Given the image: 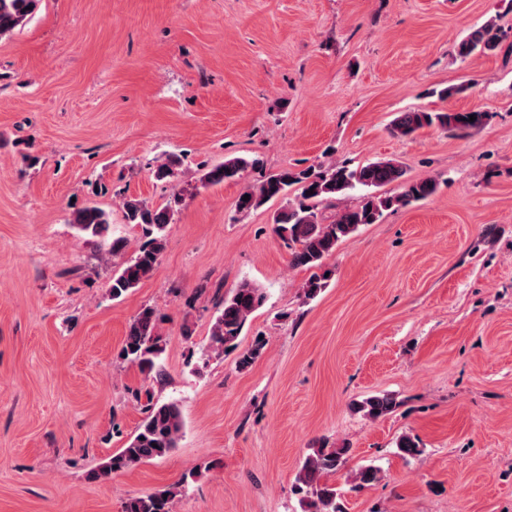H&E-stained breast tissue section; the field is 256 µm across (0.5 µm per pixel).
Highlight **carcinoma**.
Listing matches in <instances>:
<instances>
[{
    "mask_svg": "<svg viewBox=\"0 0 512 512\" xmlns=\"http://www.w3.org/2000/svg\"><path fill=\"white\" fill-rule=\"evenodd\" d=\"M39 0H0V36L7 35L22 25L33 12ZM501 16L495 15L467 33L457 46V56L464 60L475 52L487 54L495 51L505 35L500 24ZM476 119L469 121V116ZM493 113L485 110L468 112L409 111L399 113L391 123V132L409 136L426 127H438L455 137H464L471 131L487 125ZM251 166L245 157L235 156L205 173L206 184L234 181ZM396 183L402 191L397 195L383 192L387 185ZM298 186L300 194L288 196V190ZM357 188H364L361 205L346 208L336 219L322 223L317 204L345 196ZM436 190L432 180L408 181L401 163L395 160L371 162L351 168L347 165H329L314 169H284L269 175L261 184L243 191L238 197L236 209L248 214L272 199L281 200L272 221L279 236L288 241L291 249L290 263L294 267L312 271L302 286L304 298L313 300L328 286L326 274L332 270L325 265L340 241L353 235L360 226L376 223L383 212L415 200H423ZM249 200H243V196ZM181 198L162 208L146 201L129 197L123 202L124 219L141 229L143 242L137 253L125 261L112 276L109 293L117 300L148 278L157 266L166 247V228L172 223ZM71 223L75 229L95 239L99 247L114 255L123 248V241L112 238L109 216L95 205L76 210ZM266 301L264 289L249 281L242 282L231 296L224 299L223 308L215 318L210 332V348L220 354L239 347V338L251 315ZM265 343L255 339L252 346L242 352L237 364L249 367L261 354ZM164 353L162 336L158 333L155 311L145 306L132 318L123 339L121 359L138 367L142 373L155 379L163 375L161 358ZM147 394L146 417L125 447L89 474V479L99 480L125 471L140 463L168 456L183 433L180 406L175 401L158 403ZM396 401L388 394L371 395L354 404L353 410L369 419H379L394 411ZM397 454L403 458H415L423 453L417 441L409 436L401 437ZM351 449L335 447L322 439L310 449L291 485L290 492L296 499L300 512H347L345 491L333 477L345 466ZM381 479V469L372 464L362 465L350 475V490L361 491ZM187 478L146 494H134L121 502V512H172L173 504L183 495Z\"/></svg>",
    "mask_w": 512,
    "mask_h": 512,
    "instance_id": "carcinoma-1",
    "label": "carcinoma"
}]
</instances>
